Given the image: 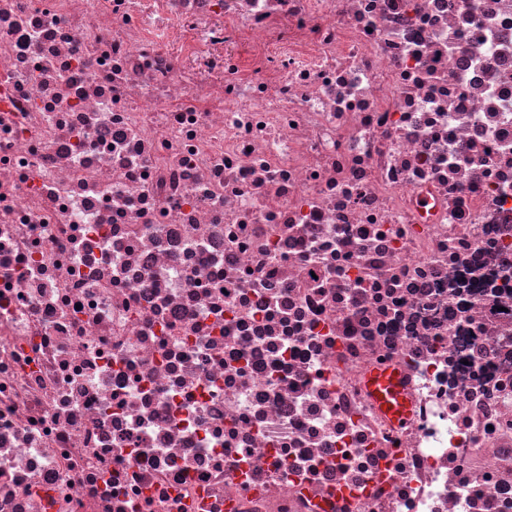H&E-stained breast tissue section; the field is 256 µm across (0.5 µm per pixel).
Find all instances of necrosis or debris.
<instances>
[{
    "mask_svg": "<svg viewBox=\"0 0 512 512\" xmlns=\"http://www.w3.org/2000/svg\"><path fill=\"white\" fill-rule=\"evenodd\" d=\"M0 512H512V0H0ZM369 390L381 410L396 424L409 417L408 401L400 376L392 368H383L369 377Z\"/></svg>",
    "mask_w": 512,
    "mask_h": 512,
    "instance_id": "necrosis-or-debris-1",
    "label": "necrosis or debris"
}]
</instances>
